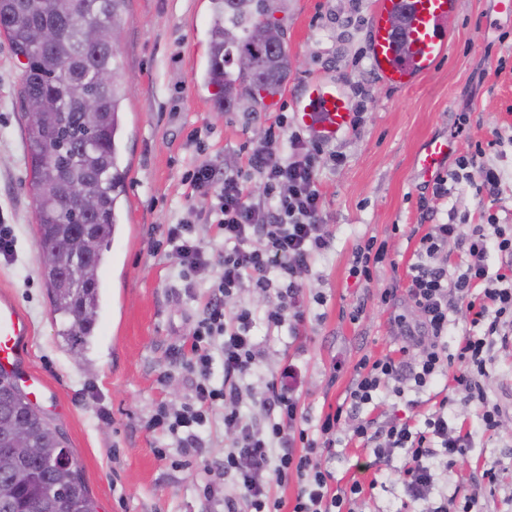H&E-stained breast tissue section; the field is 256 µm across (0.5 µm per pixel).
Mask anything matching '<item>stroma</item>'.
<instances>
[{"mask_svg":"<svg viewBox=\"0 0 512 512\" xmlns=\"http://www.w3.org/2000/svg\"><path fill=\"white\" fill-rule=\"evenodd\" d=\"M374 0H288L283 15L292 67L273 106L249 114L223 111L204 85L212 0H130L119 36L121 63L131 79L123 103L122 161L130 168L121 198V222L100 271L103 303L95 336L74 355L60 334L40 276L36 208L25 191L27 146L18 88L24 65L0 35V220L13 225L18 256L0 258V296L13 298L30 317L28 369L41 378L36 403L61 429L82 470L99 512H217L201 486L204 461L218 462L228 443L215 421L205 457L181 453L147 424L159 404L177 405L191 396L172 348L189 343L200 305L183 295L176 260L154 251L165 225L200 210L183 180L186 169L239 156L279 113L293 115L292 94L304 81L370 78L362 119L330 148L340 163H326L320 189L335 233L307 286L323 293L310 307L300 339L272 337L264 372L293 358L303 374L302 401L311 417L343 403L362 357L397 355L406 340L390 316L414 319L406 291L407 267L420 236L418 199L425 178L416 157L437 138L453 142L454 159L484 146V164L501 170L500 193L477 194L467 181H449L446 199L433 201L438 224L456 217L470 224L512 225V18L496 11L497 0H456L449 55L414 86L396 89L373 74L369 17ZM470 123L456 133V113ZM386 241L390 263L370 284L348 275L352 252L368 237ZM395 289L393 307L379 297ZM359 320H350L356 306ZM487 369L491 400L505 409L500 433L484 430L476 407L456 408L472 435L463 462L449 471V494H468L483 469L500 471L494 493L479 500L480 512H512V348L498 349ZM324 459L337 484L375 480L361 512H396L401 488L391 471L362 472L367 453L341 440Z\"/></svg>","mask_w":512,"mask_h":512,"instance_id":"stroma-1","label":"stroma"}]
</instances>
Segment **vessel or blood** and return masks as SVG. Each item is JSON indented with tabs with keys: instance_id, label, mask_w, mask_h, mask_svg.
Returning <instances> with one entry per match:
<instances>
[{
	"instance_id": "1",
	"label": "vessel or blood",
	"mask_w": 512,
	"mask_h": 512,
	"mask_svg": "<svg viewBox=\"0 0 512 512\" xmlns=\"http://www.w3.org/2000/svg\"><path fill=\"white\" fill-rule=\"evenodd\" d=\"M456 0H375L370 15V56L382 80L396 88L414 85L431 72L450 48ZM299 124L319 138L333 140L350 130V100L340 82L313 79L293 96ZM448 143L432 141L417 163L426 173L437 170ZM32 324L12 299H0V370L24 378Z\"/></svg>"
}]
</instances>
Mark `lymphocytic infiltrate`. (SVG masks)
Masks as SVG:
<instances>
[{
	"mask_svg": "<svg viewBox=\"0 0 512 512\" xmlns=\"http://www.w3.org/2000/svg\"><path fill=\"white\" fill-rule=\"evenodd\" d=\"M282 142L287 151H279ZM325 146L282 115L265 141L247 147L246 172L230 163L222 168L202 164L188 172L192 190L216 192L218 203L210 214L220 247L210 251L189 220L168 225L164 242L186 287H193L212 264L221 270L207 290L189 347L171 351L192 396L178 406H158L149 427L172 437L181 452L199 455L207 427L221 416L230 444L222 464L205 466L204 472L206 499L222 504L224 512H357L365 486L356 480L332 487V475L322 464L340 429L369 450L373 466H386L394 454L402 455L398 476L406 503L426 504L427 512H476L478 494L455 504L437 495L436 471L455 467L471 446L470 433L449 421V404L479 403L485 429L496 432L502 426L504 411L487 395V362L496 346L512 343V225L493 220L431 223L430 200L448 195L443 175H435L430 198L419 201L430 227L418 241L407 289L418 321L394 318L410 350L362 359L346 403L315 421L301 406L302 376L296 364L282 365L268 376L262 372L268 353L258 329L284 327L298 334L310 303L324 301L322 295H309L305 280L333 242L319 189ZM248 173L263 181L262 198L248 196ZM451 244L465 258L455 275L443 259ZM493 252L501 261L494 273L487 264ZM245 290L272 298V305H237ZM459 312L465 315L461 325L455 320ZM455 327L461 334L452 349L448 334ZM219 368L224 371L220 383L214 379ZM445 376L453 384L423 423L362 414L380 394L400 398L406 389L422 390ZM293 482L298 492L289 505L280 491Z\"/></svg>",
	"mask_w": 512,
	"mask_h": 512,
	"instance_id": "lymphocytic-infiltrate-1",
	"label": "lymphocytic infiltrate"
}]
</instances>
